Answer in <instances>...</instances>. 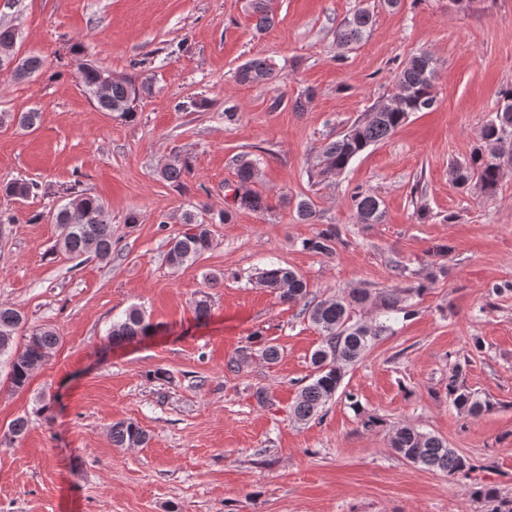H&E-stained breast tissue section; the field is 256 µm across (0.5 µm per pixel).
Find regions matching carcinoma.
Instances as JSON below:
<instances>
[{
    "label": "carcinoma",
    "instance_id": "1",
    "mask_svg": "<svg viewBox=\"0 0 512 512\" xmlns=\"http://www.w3.org/2000/svg\"><path fill=\"white\" fill-rule=\"evenodd\" d=\"M256 28L263 30L272 24L265 0H253ZM373 26V12L359 7L336 29V44L346 48L359 42ZM435 64L427 52L411 56L396 76V92L390 100L375 104L370 112L356 120L350 128L322 148V160L314 169L315 177L327 178L342 173L351 161L367 148L390 137L415 112H428L438 97L434 85ZM276 78V69L267 59H253L239 67L237 79L242 83L266 84ZM80 82L99 108L114 112L118 117L130 119L136 113V102L147 91L130 77L115 76L95 65L80 71ZM499 106L484 124L481 144L473 149L469 158L448 170V179L465 193L476 192L486 198L496 196L503 175V166L512 164V85L498 91ZM236 166L237 184L243 189L234 199L235 209L260 211L268 208L266 199L251 188L258 178L257 163L247 155L232 159ZM192 172L189 158L175 153L160 169V176L176 187ZM4 193L26 200L39 194L41 185L32 180L13 179L0 186ZM69 202L51 214L53 223L62 226L59 247L78 258L92 253L105 260L112 255V224L104 202L82 189L75 181L66 188ZM359 220L363 224H378L383 211L380 199L368 191L352 195ZM189 225L183 234L170 243L167 261L173 267L196 262L211 245L206 225L197 222L192 214L185 215ZM340 240L337 230L320 232L306 240L304 247L321 255H332ZM435 274H420L412 284L403 288H384L376 292L356 289L344 296L316 300L310 296L308 285L296 272L273 263L258 273V283L279 294L289 304H300L310 322L318 329L321 342L311 355L313 375L310 383L302 387L293 416L307 421L315 416L336 395L344 377V366L360 359L371 341L390 329L388 322L396 315L410 316L414 310L406 305L407 298L422 295L430 288ZM373 303L384 321L371 327L355 320L356 310ZM23 321L22 314L12 308H0V356L10 357L9 379L16 390L24 388L33 369L57 344L55 332L49 328H35L20 349L13 348V336ZM152 325L138 308L127 310L112 321L108 338L114 343L145 336ZM462 368L448 376V401L461 412L477 417L493 408L467 390L460 378ZM110 436L117 447H130L147 442V434L131 421H118L110 425ZM392 448L409 462L455 476L472 469L471 464L456 449L436 435L424 433L408 424L394 428ZM470 495L489 504L488 512H512V498L503 497L497 489L475 487Z\"/></svg>",
    "mask_w": 512,
    "mask_h": 512
}]
</instances>
